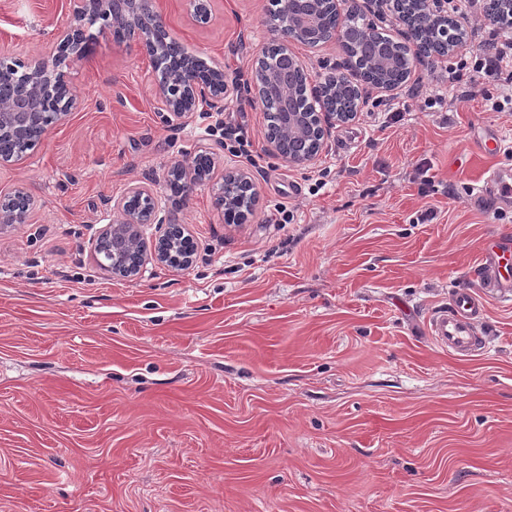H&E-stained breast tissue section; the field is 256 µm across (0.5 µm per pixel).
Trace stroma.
I'll return each instance as SVG.
<instances>
[{"label":"stroma","instance_id":"1","mask_svg":"<svg viewBox=\"0 0 512 512\" xmlns=\"http://www.w3.org/2000/svg\"><path fill=\"white\" fill-rule=\"evenodd\" d=\"M269 3L210 0L202 24L160 2L170 35L237 80L220 119L245 126L255 166L209 119L171 120L151 59L101 34L69 66L68 119L0 167V193L34 198L0 232V512H512V293L486 297L471 357L426 331L512 235V207L473 198L512 168L503 80L473 96L461 69L465 99L429 108L405 84L362 86L356 119L293 166L268 152L248 85ZM71 19L70 0H0V57L28 61ZM292 51L313 82L345 71L340 43ZM202 145L250 167L249 223H225L206 187L173 199L168 167ZM134 185L184 224L190 268L126 279L96 262ZM280 204L292 223H270Z\"/></svg>","mask_w":512,"mask_h":512}]
</instances>
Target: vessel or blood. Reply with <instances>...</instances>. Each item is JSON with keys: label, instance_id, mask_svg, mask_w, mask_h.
Returning a JSON list of instances; mask_svg holds the SVG:
<instances>
[{"label": "vessel or blood", "instance_id": "1", "mask_svg": "<svg viewBox=\"0 0 512 512\" xmlns=\"http://www.w3.org/2000/svg\"><path fill=\"white\" fill-rule=\"evenodd\" d=\"M493 191L501 198L512 197V175L493 168L488 170L477 195ZM484 285L489 291L500 292L512 288V244L499 239L489 240L485 247ZM485 306L472 289H456L447 307L433 311L428 317L430 338L441 348L460 357L475 355L484 343L480 325Z\"/></svg>", "mask_w": 512, "mask_h": 512}]
</instances>
